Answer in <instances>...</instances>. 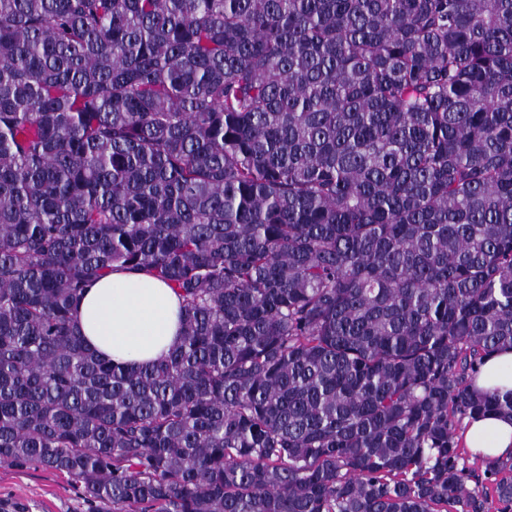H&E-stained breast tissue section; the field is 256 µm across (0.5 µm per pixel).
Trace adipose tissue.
<instances>
[{
	"label": "adipose tissue",
	"instance_id": "ef3b65f1",
	"mask_svg": "<svg viewBox=\"0 0 512 512\" xmlns=\"http://www.w3.org/2000/svg\"><path fill=\"white\" fill-rule=\"evenodd\" d=\"M181 302L147 271L115 268L81 299L77 319L85 342L102 357L129 365L158 360L181 334ZM478 390H512V349L487 358ZM468 448L488 458L512 454V420L487 416L466 423Z\"/></svg>",
	"mask_w": 512,
	"mask_h": 512
}]
</instances>
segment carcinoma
<instances>
[{"instance_id": "carcinoma-1", "label": "carcinoma", "mask_w": 512, "mask_h": 512, "mask_svg": "<svg viewBox=\"0 0 512 512\" xmlns=\"http://www.w3.org/2000/svg\"><path fill=\"white\" fill-rule=\"evenodd\" d=\"M119 265L162 360L76 318ZM512 0H0V463L106 512H512ZM181 301L145 270L115 268L81 299L77 319L85 342L114 362L158 360L181 334ZM481 391L512 390V349H504L487 358L474 381ZM463 425L464 421L458 428L460 448H465L470 462L480 463L468 448L476 453L480 452L486 458H498L512 454V422L509 419L498 416H487L476 420L467 419L465 441L468 448L460 437Z\"/></svg>"}]
</instances>
